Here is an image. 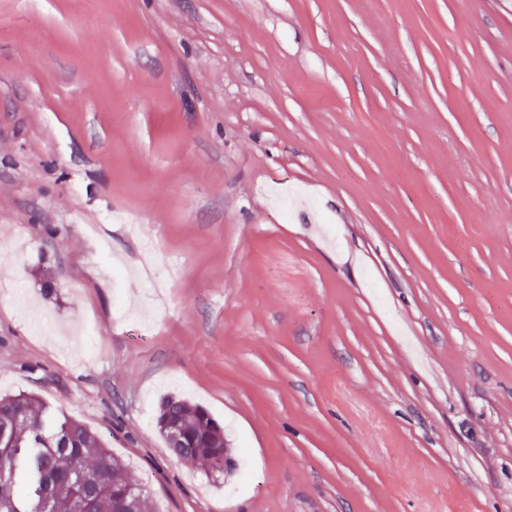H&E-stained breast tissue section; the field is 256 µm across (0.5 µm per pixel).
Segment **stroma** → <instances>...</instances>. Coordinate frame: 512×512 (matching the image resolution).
<instances>
[{"label":"stroma","mask_w":512,"mask_h":512,"mask_svg":"<svg viewBox=\"0 0 512 512\" xmlns=\"http://www.w3.org/2000/svg\"><path fill=\"white\" fill-rule=\"evenodd\" d=\"M19 392L158 512H512V0H0ZM175 421L181 428L180 438L171 437L170 448L167 425ZM156 426L172 454L181 460L196 462L208 476L224 477V430L203 409L192 407L185 399L168 395L161 400Z\"/></svg>","instance_id":"obj_1"}]
</instances>
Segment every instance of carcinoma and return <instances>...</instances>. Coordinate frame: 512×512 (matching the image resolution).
Instances as JSON below:
<instances>
[{
  "label": "carcinoma",
  "mask_w": 512,
  "mask_h": 512,
  "mask_svg": "<svg viewBox=\"0 0 512 512\" xmlns=\"http://www.w3.org/2000/svg\"><path fill=\"white\" fill-rule=\"evenodd\" d=\"M181 428L172 454L224 475V430L203 409L168 395L156 426ZM155 512L146 487L84 424L54 413L32 394L0 395V512Z\"/></svg>",
  "instance_id": "1"
}]
</instances>
